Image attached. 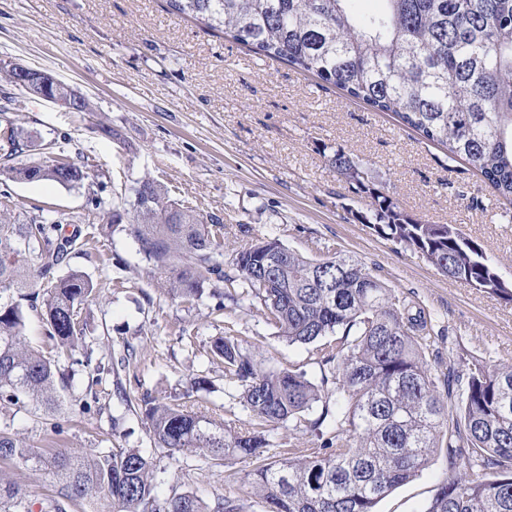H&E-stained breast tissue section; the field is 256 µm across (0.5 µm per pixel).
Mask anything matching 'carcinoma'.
<instances>
[{"label":"carcinoma","instance_id":"obj_1","mask_svg":"<svg viewBox=\"0 0 512 512\" xmlns=\"http://www.w3.org/2000/svg\"><path fill=\"white\" fill-rule=\"evenodd\" d=\"M170 11L219 29L255 53L282 60L334 85L376 112H393L407 127L442 146L448 161H467L491 188L512 220V0H382L366 18L353 0H166ZM66 83L50 81L32 97L55 98ZM41 143L12 122L0 128V183L53 181L88 187L81 220L97 218L112 231L130 233L157 287L193 304L205 291L255 308L290 345H311L331 374L334 389L312 382L300 369L262 368L232 324L210 347L211 362L240 391L250 417L243 423L212 418L187 402L142 398L150 436L169 455L193 453L218 465L249 462L251 494L266 512H376V505L412 480L437 452L450 477L423 512H512V366L475 359L465 372L448 360L433 373L425 349V310L398 293L358 260L338 250L310 259L276 239H260L236 252L226 271L224 225L210 224L144 176L128 196L123 188H93L86 165L15 166L12 158ZM336 170L369 189L367 172L342 149ZM366 223L378 235L422 255L439 273L506 303L512 292L496 285L497 270L482 246L454 224H425L398 211L386 194L372 191ZM11 194L0 192V295L11 290L41 299L49 327L48 353L24 338L21 303L0 302V404L23 398L53 410L59 371L85 341L79 309L94 290L78 271L59 277L57 267L75 248L62 219L38 209L20 220ZM38 252L36 275L26 274ZM35 287L39 292L28 290ZM318 417L311 418L316 408ZM292 423L315 432L319 447L297 457L272 459L271 432ZM0 460L33 471L49 468L59 483L45 512H66L69 502L101 494L112 512H242L240 500L207 502L193 492L161 496L155 464L137 448L51 457L25 439L0 430ZM26 493L0 477V512H22Z\"/></svg>","mask_w":512,"mask_h":512}]
</instances>
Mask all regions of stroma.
I'll list each match as a JSON object with an SVG mask.
<instances>
[{"label":"stroma","instance_id":"35a3bbf8","mask_svg":"<svg viewBox=\"0 0 512 512\" xmlns=\"http://www.w3.org/2000/svg\"><path fill=\"white\" fill-rule=\"evenodd\" d=\"M14 63L53 73L92 105L70 112L29 97L23 111L0 112V125L11 121L55 143L18 155L15 165L85 161L96 183L130 188L151 175L176 201L223 224L228 256L261 238L313 259L337 247L414 297L433 328L444 331L426 355L437 373L447 372L452 357L512 366V304L449 280L420 254L380 237L361 221L369 195L330 163L334 150L344 148L401 212L458 225L512 280V223L502 219L490 189L468 164L449 163L441 147L392 113L373 111L333 85L169 12L166 0H0V90L11 91ZM10 192L22 213L51 206L63 214L65 232L81 229L78 252L58 273H83L94 292L80 310L88 347L75 353L90 364L62 390L61 410L48 415L26 402L0 405V429L42 452L137 448L153 458L165 493L193 492L208 501L225 495L241 499L245 512H265L249 492L250 464L211 467L192 454L168 457L154 445L140 400L185 392L202 373L209 381L199 393L205 412L222 416L234 389L206 352L228 322L264 368H300L318 384L324 371L310 347L279 340L249 305L225 301L218 322L214 299L189 305L161 292L130 232L80 224L86 189L14 182ZM118 257L127 270L115 267ZM95 367L102 370L99 401L87 413L81 401ZM0 474L25 489L29 512H40L59 489L45 471L0 462ZM447 479L446 459L436 454L377 512H424Z\"/></svg>","mask_w":512,"mask_h":512}]
</instances>
